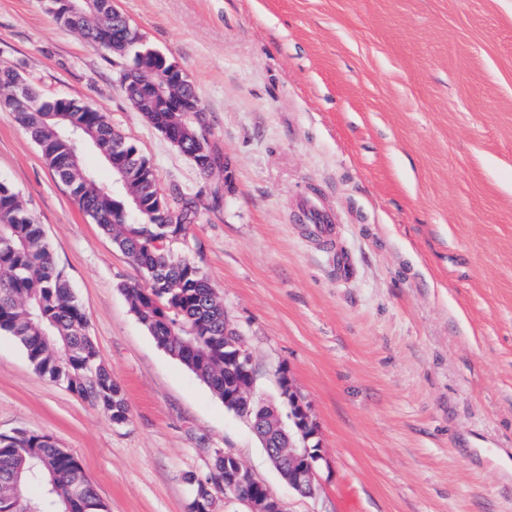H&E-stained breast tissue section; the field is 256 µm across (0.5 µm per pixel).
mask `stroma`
Instances as JSON below:
<instances>
[{
  "instance_id": "35a3bbf8",
  "label": "stroma",
  "mask_w": 512,
  "mask_h": 512,
  "mask_svg": "<svg viewBox=\"0 0 512 512\" xmlns=\"http://www.w3.org/2000/svg\"><path fill=\"white\" fill-rule=\"evenodd\" d=\"M195 86L209 175L146 121L124 58L0 0V65L83 101L198 219L193 260L252 356L288 373L323 466L298 495L249 422L161 349L123 284L143 275L0 108V180L43 224L126 426L37 375L0 335V433L53 438L110 512H188L185 477L241 458L288 512H512V0H112ZM327 212L338 249L300 219Z\"/></svg>"
}]
</instances>
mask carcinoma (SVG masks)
<instances>
[{
  "instance_id": "1",
  "label": "carcinoma",
  "mask_w": 512,
  "mask_h": 512,
  "mask_svg": "<svg viewBox=\"0 0 512 512\" xmlns=\"http://www.w3.org/2000/svg\"><path fill=\"white\" fill-rule=\"evenodd\" d=\"M44 9L60 24L78 30L103 50L102 42L118 19L109 0H96L95 9L82 17L58 11L57 0H42ZM16 71L0 68V105L38 145L54 174L69 187L84 213L108 235L144 273L146 284L125 285L132 310L157 344L192 371L219 398L224 399V305L200 268L186 258L174 257L167 243L184 236L195 222L194 202L161 211L156 182L145 177L146 160L124 144L127 154L112 155L121 139L106 115L68 98L48 99L35 89L26 97L14 96ZM167 94L200 102L190 85L169 86ZM128 97L157 127L178 132L194 125L188 112L157 110L149 89L133 86ZM94 149L107 161L128 164L124 196L101 184L85 167L83 155ZM131 195L147 204L138 222H119ZM13 337L25 350L39 375L64 385L70 392L106 413L123 426L129 411L120 386L99 361L87 332V320L65 275L56 267L44 227L25 207L18 191L0 181V335ZM189 512H209L215 495L224 487L212 476L200 481ZM0 512H107V506L87 479L81 464L66 449L43 434L18 430L0 435Z\"/></svg>"
}]
</instances>
